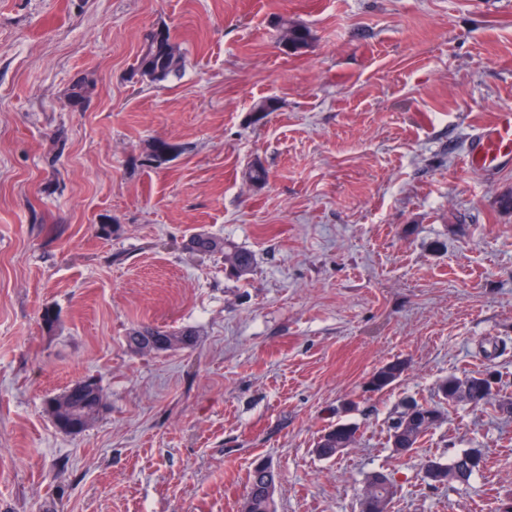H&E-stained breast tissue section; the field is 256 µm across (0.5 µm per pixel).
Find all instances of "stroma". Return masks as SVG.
<instances>
[{
    "mask_svg": "<svg viewBox=\"0 0 512 512\" xmlns=\"http://www.w3.org/2000/svg\"><path fill=\"white\" fill-rule=\"evenodd\" d=\"M282 16L306 50L281 49ZM160 27L186 64L153 82ZM507 106L512 0H0V512H240L260 460L277 512H360L376 471L390 512L512 501V165L466 162ZM199 232L253 272L191 252ZM142 324L197 343L132 351ZM486 370L487 401L394 452L403 401ZM89 376L107 410L64 433L45 401ZM339 420L355 445L318 458ZM467 451L469 484L425 479ZM190 247L197 253L208 255L223 251L224 264L231 275L237 278L250 274L255 268V255L250 250L229 247L226 243L206 233H199L190 239ZM406 362L396 360L377 370L369 379L368 386L373 391H381L392 386L405 372Z\"/></svg>",
    "mask_w": 512,
    "mask_h": 512,
    "instance_id": "stroma-1",
    "label": "stroma"
}]
</instances>
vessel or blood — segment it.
I'll return each mask as SVG.
<instances>
[{"label": "vessel or blood", "instance_id": "1", "mask_svg": "<svg viewBox=\"0 0 512 512\" xmlns=\"http://www.w3.org/2000/svg\"><path fill=\"white\" fill-rule=\"evenodd\" d=\"M512 159V108L499 109L494 117L478 125L467 155L470 166L497 172Z\"/></svg>", "mask_w": 512, "mask_h": 512}]
</instances>
